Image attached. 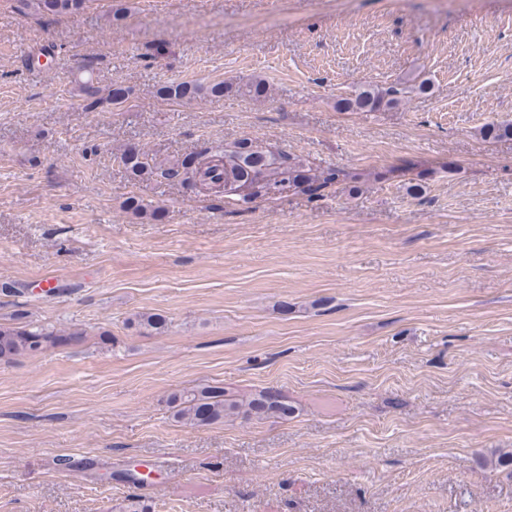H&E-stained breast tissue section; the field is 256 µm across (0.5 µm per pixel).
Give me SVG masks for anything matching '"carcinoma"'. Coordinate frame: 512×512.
Returning a JSON list of instances; mask_svg holds the SVG:
<instances>
[{
  "label": "carcinoma",
  "mask_w": 512,
  "mask_h": 512,
  "mask_svg": "<svg viewBox=\"0 0 512 512\" xmlns=\"http://www.w3.org/2000/svg\"><path fill=\"white\" fill-rule=\"evenodd\" d=\"M71 0H21L23 6L38 15L50 25L58 18L78 9V5H69ZM227 86L216 83L202 86L187 82L162 86L160 96L173 100L193 99L202 93L213 97L224 96ZM82 107L86 111L96 110L102 103L100 89L93 80L87 79L78 85ZM403 90L389 87L379 89L372 85L358 88L354 95L342 98L337 104L344 110L353 112H380L397 107ZM480 136L488 141L512 139V123H489L479 130ZM120 161L129 176L136 178L160 176L167 180L185 181L191 179L195 184L204 185L221 194L226 186L236 182L247 183L252 187V196L239 198L244 204L257 199L270 197V188L284 182L288 190H300L312 199L321 196V192L333 183L345 179L353 183L360 182V176L341 169H331L321 174L303 161L287 154H274L256 143L241 140L234 150L224 153V158L212 160L198 155L184 157L170 164H158L137 147H127ZM138 326L147 332H160L167 326V320L160 314L143 313L137 316ZM78 332L58 334L46 328L0 327V360L9 361L17 356L31 355L69 342L79 341ZM178 403L176 417L191 425H210L222 422L240 413L247 415L288 416L294 413V407L278 393L260 392L235 398L226 389L216 386H202L174 397Z\"/></svg>",
  "instance_id": "carcinoma-1"
}]
</instances>
